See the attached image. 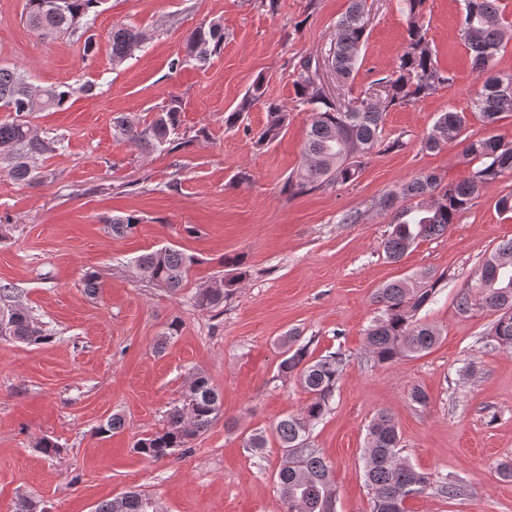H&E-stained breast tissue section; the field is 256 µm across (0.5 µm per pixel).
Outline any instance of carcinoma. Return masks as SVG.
<instances>
[{
	"label": "carcinoma",
	"mask_w": 512,
	"mask_h": 512,
	"mask_svg": "<svg viewBox=\"0 0 512 512\" xmlns=\"http://www.w3.org/2000/svg\"><path fill=\"white\" fill-rule=\"evenodd\" d=\"M46 0H26L25 14L30 29L44 39L64 34L85 37L84 49H94L88 35L103 0H59L53 10L44 8ZM407 18V38L394 67L376 80L377 95L355 97L342 107L328 97L319 74V62L307 58L300 64L293 85L299 105L307 115L304 141V164L288 177V186L304 194L325 184L354 182L361 171L362 159L381 145L386 113L415 104L448 82L439 70L427 39L424 23L426 0H401ZM366 0H351L347 12L336 21L327 62L344 82L355 80L367 40ZM458 34L470 52L473 70L483 75L494 65L502 47L505 30L500 21L497 0H463L458 19ZM145 34L134 26L112 29V66L118 67L139 51ZM224 47V26L218 20L195 27L185 41L184 56L173 62L178 67L204 65ZM266 77L258 76L236 109L224 117L231 128L243 113L261 104L267 111V124L258 133L257 143L275 140L288 126L289 114L284 107L266 98ZM90 83L38 86L17 68L0 66V109L9 113L0 120V160L7 162V174L17 181H30L38 172L33 160L51 155L62 148V140L41 138L27 120L35 108L60 109L76 93L91 94ZM472 112L484 125L496 124L501 115L512 112V76L489 77L472 102ZM180 105L174 100L151 122L142 126L126 117L113 121V133L137 147L164 151L172 144L179 126ZM468 123L463 112L441 113L423 147L440 150L449 144L462 146V153L477 159L480 165L459 181L429 172L414 177L391 192L384 207L393 210L391 231L383 244L386 259L399 262L422 238L444 235L461 211L471 206L480 194L507 171H512V141L499 135L475 140L462 137ZM140 218L136 215L114 216L107 224L116 236L133 232ZM196 258L174 247H162L142 254L135 260L140 277L163 287L170 293L181 291ZM444 275L422 271L403 282H392L377 289L374 302L379 313L366 329V354L374 363L394 362L417 356L440 341V333L431 324L420 322L416 314L432 303L440 291ZM226 285L201 288L195 295L196 305L210 308L224 301L231 292ZM478 295L465 291L458 310L468 314L480 306L495 315L488 336L501 349L512 350V239L499 244L484 260L475 284ZM6 323L4 339L23 343H40L50 333L31 311L16 300L0 310V323ZM293 332L280 341L282 359L279 371L298 378L310 395L302 411L279 420L273 428L284 453L283 467L277 483L284 512H335L336 484L333 470L322 452L312 447L309 431L329 409V398L348 364L341 351L317 359L309 358L308 344L300 343ZM221 414L217 389L202 372L192 375L182 405L168 415L162 431L137 440L134 450L147 459L160 461L187 447L197 433L208 429ZM399 429L392 416L381 411L367 429L364 448L365 482L372 494V512H405V502L433 489L448 499L469 493V486L453 477L432 478L417 470L400 455ZM97 512H157L152 499L138 491L103 503Z\"/></svg>",
	"instance_id": "cac0c4a2"
}]
</instances>
